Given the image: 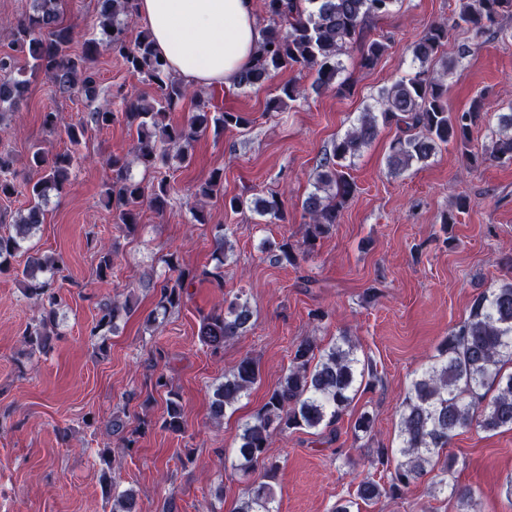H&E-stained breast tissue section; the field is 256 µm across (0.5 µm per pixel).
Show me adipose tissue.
I'll return each instance as SVG.
<instances>
[{
    "instance_id": "1",
    "label": "adipose tissue",
    "mask_w": 512,
    "mask_h": 512,
    "mask_svg": "<svg viewBox=\"0 0 512 512\" xmlns=\"http://www.w3.org/2000/svg\"><path fill=\"white\" fill-rule=\"evenodd\" d=\"M138 18L191 87L235 88L264 36L256 0H138Z\"/></svg>"
}]
</instances>
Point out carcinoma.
<instances>
[{"label": "carcinoma", "instance_id": "carcinoma-1", "mask_svg": "<svg viewBox=\"0 0 512 512\" xmlns=\"http://www.w3.org/2000/svg\"><path fill=\"white\" fill-rule=\"evenodd\" d=\"M98 26L106 36L105 46L113 56L124 61L129 74L156 89V97L147 102L121 91L115 99L82 113L78 121L66 126L73 149L53 156L36 148L28 160L37 180H25L28 191L26 208L17 213L8 231L0 233V273L10 268V260L25 257L23 267L13 269L24 295L34 300L39 314L24 330L22 343L29 354H46L57 335L59 310L66 306L56 288L55 276L63 271L64 261L58 254L40 251L31 243L34 231L45 219L44 206L50 193H62L81 159L79 147L88 133L112 123L118 104L127 125L136 131L134 158L149 176L136 180L128 173V164L119 157L109 159L112 182L105 196L112 206L117 224L127 229L139 224L142 210L163 211L171 197L168 163L176 158L182 163L191 159L188 147L208 126L215 129H241L247 120L238 112L201 111L184 123H173L170 114L198 94L173 76L167 63L158 55L149 33L132 41L128 25L136 18L137 0H99ZM398 0H260L267 18L265 36L257 49L255 64L244 70L237 86H262L276 72L298 68L315 72L312 88L318 90L337 85L342 92L350 84L336 79L343 69L342 56L350 49H360V64L373 68L384 54L387 44L366 38L365 29L393 10ZM62 0H36L35 12L16 24L13 47L32 61V68L48 74L57 90L74 89L93 103L99 96L96 73L89 62L96 49L87 42V51L71 54L72 29L63 24ZM512 15V0H461L453 20L457 28L477 36L506 38L497 27L502 16ZM114 32H109V29ZM448 39V24L432 26L411 46L412 68L408 74L381 87L374 103L366 106L343 136L336 139L316 165L311 190L302 203L304 225L302 241L287 239L267 241L264 253L275 263L296 260L297 251L308 252L317 240L327 236L356 191L349 170L362 150L376 140L380 126L395 125L397 133L389 144L387 168L395 176L413 165L427 163L438 149L453 145L469 168L488 161L512 163V103L504 112H496V123L489 127L491 145L481 149L472 144L471 130L484 115L485 94L476 96L468 110L452 112L448 108L444 78L453 62H445V71H434L440 52ZM16 67L13 55L0 56V117L13 109L26 90V80ZM306 99V89L288 82L280 93L269 99L267 110L278 112L289 102ZM19 171L16 160L0 152V198L17 193ZM224 176L214 170L201 186L200 199L191 207L192 223L207 224L209 215L203 203L223 195ZM253 210L269 220H285L282 200L276 194L254 201ZM227 228H219L213 237L215 265L198 271L182 266L177 253L163 258L176 276H165L152 286L157 297L155 307L145 319L148 329L156 332L166 319L184 304L188 287L194 280L206 281L219 290L224 288V258ZM116 251L111 246L97 249L96 274L104 278L112 272ZM99 318L91 335L107 329L117 330V320L134 307L133 296L119 302L110 298L97 301ZM253 310L248 301L237 296L222 309L202 316L199 341L217 354L224 345L244 335L252 326ZM374 374L373 366L357 356L351 337L342 335L335 343L322 347L315 336H305L295 345L284 376L264 404L241 425L237 445L224 463L234 471L247 473L258 464L268 471L276 463L268 456L275 439L296 429L318 430L335 423L353 400L355 384L365 375ZM257 362L242 358L224 375V382L212 390L209 416L215 421L236 410V404L248 396L259 379ZM153 386L166 393V416L163 428L181 434L184 418L181 396L162 372ZM473 426L485 431L512 430V281L477 294L469 315L448 330L440 354L412 381L400 408L399 448L376 450L374 468L394 467L389 485L366 479L360 482L357 497L376 504L418 483L434 470L436 457L450 440ZM140 427L129 429L116 449L101 452L104 464L101 482L105 495L112 498V512H137L136 496L131 489H120L112 480V454L132 455L137 447ZM239 512H278L272 488L266 483L255 486Z\"/></svg>", "mask_w": 512, "mask_h": 512}]
</instances>
